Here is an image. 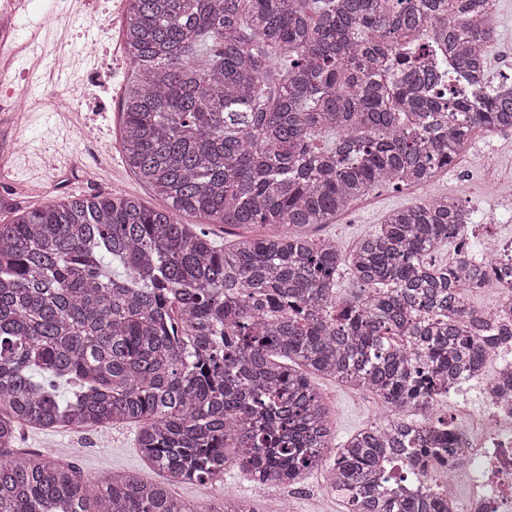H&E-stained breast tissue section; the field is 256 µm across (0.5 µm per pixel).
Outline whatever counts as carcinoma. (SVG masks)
<instances>
[{"instance_id":"carcinoma-1","label":"carcinoma","mask_w":512,"mask_h":512,"mask_svg":"<svg viewBox=\"0 0 512 512\" xmlns=\"http://www.w3.org/2000/svg\"><path fill=\"white\" fill-rule=\"evenodd\" d=\"M492 9L128 0L124 160L156 203L75 194L0 224V512H256L172 492L222 488L230 467L277 487L330 473L358 512L386 447L397 482L458 454L430 441L454 434L448 420L415 410L512 344V310L487 336L494 313L473 317L464 294L512 282L480 255L427 260L464 232L446 196L391 211L346 257L306 229L379 185L434 181L477 131L512 130V92L475 88L493 83ZM186 215L256 232L223 247ZM313 376L376 394L391 419L335 445ZM132 424L163 481L86 480L16 450L24 427ZM373 509L445 512L430 485Z\"/></svg>"}]
</instances>
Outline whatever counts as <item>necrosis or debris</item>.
<instances>
[{"label":"necrosis or debris","mask_w":512,"mask_h":512,"mask_svg":"<svg viewBox=\"0 0 512 512\" xmlns=\"http://www.w3.org/2000/svg\"><path fill=\"white\" fill-rule=\"evenodd\" d=\"M504 378L512 380V345L494 357L491 368L465 374L448 385L452 396L468 386L475 391L462 406L472 425L455 431L466 460L460 466L441 463L435 471L448 512H512V392L499 389ZM463 474L468 477V490L462 495L458 478Z\"/></svg>","instance_id":"1"}]
</instances>
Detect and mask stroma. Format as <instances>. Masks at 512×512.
<instances>
[{"label": "stroma", "instance_id": "1", "mask_svg": "<svg viewBox=\"0 0 512 512\" xmlns=\"http://www.w3.org/2000/svg\"><path fill=\"white\" fill-rule=\"evenodd\" d=\"M127 8V0H30L28 19L62 14L66 20L49 24L40 52L20 54L0 73V166L6 169L0 175V224L11 221L20 211L73 193L133 195L152 204L150 191L122 158L120 104L132 71L123 38ZM493 19L497 39L488 54V69L495 78L512 74V0H494ZM90 39L100 46L97 55L81 52ZM58 53L76 60L69 82L53 83L56 90L75 92L76 110L60 116L43 99L28 106L26 115H19L16 101L23 89L35 88L36 78L49 72ZM87 125L94 127L95 133L84 139L78 130ZM489 162L496 175H512V133L498 137L477 133L467 171L441 176L436 186L437 191L462 199L476 210L479 230L473 243L486 258L499 240H512V200L486 193L477 177ZM418 199V193L408 189L380 187L370 200L354 205L336 223L312 229L311 234L336 240L346 251L375 231L386 213ZM313 384L331 410L336 443H343L382 414L381 402L370 393L321 377L314 378ZM136 432V427L128 425L107 426L81 435L26 428L19 446L58 456L90 480L115 470L135 471L145 479L159 480V473L147 467L136 446ZM175 493L215 508L221 507L229 493L264 507L285 498L291 512H344L342 502L324 496L317 473L298 484L272 488L233 467L224 474L223 488L183 483Z\"/></svg>", "mask_w": 512, "mask_h": 512}]
</instances>
